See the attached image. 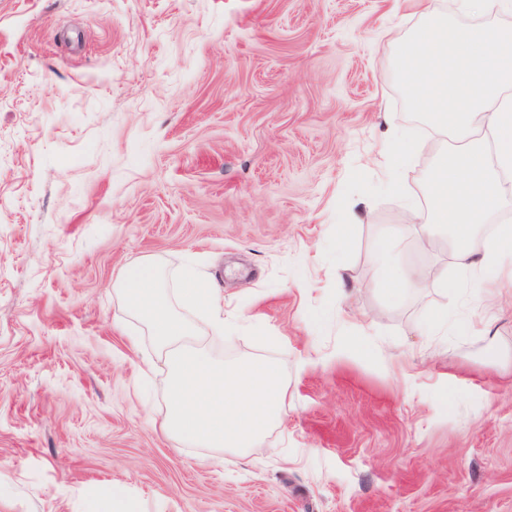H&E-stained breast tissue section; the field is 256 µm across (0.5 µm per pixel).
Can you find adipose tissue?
<instances>
[{
	"mask_svg": "<svg viewBox=\"0 0 512 512\" xmlns=\"http://www.w3.org/2000/svg\"><path fill=\"white\" fill-rule=\"evenodd\" d=\"M465 15H481L485 24L469 27L425 5L424 23L400 47L397 76L410 93L411 106L430 121L451 130L462 149L437 167L430 179L426 209L412 208L409 223L419 225L421 248H428L438 229H445L457 266L466 279L486 281L490 304L512 290V274L492 280L504 262L512 263V226H502L482 253L472 240L476 227L498 208L504 186L501 172L512 170V28L494 23V15L511 12L512 0H459ZM493 135L494 154L474 139L476 125ZM389 238L373 251L388 293L418 285L423 270H400ZM179 305L204 311L214 333L223 334L224 295L195 270H187L177 293Z\"/></svg>",
	"mask_w": 512,
	"mask_h": 512,
	"instance_id": "1",
	"label": "adipose tissue"
}]
</instances>
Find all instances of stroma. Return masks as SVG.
I'll return each instance as SVG.
<instances>
[{
	"label": "stroma",
	"instance_id": "1",
	"mask_svg": "<svg viewBox=\"0 0 512 512\" xmlns=\"http://www.w3.org/2000/svg\"><path fill=\"white\" fill-rule=\"evenodd\" d=\"M423 21L416 0H0V512H512V299L483 329L481 290L443 286L447 233L422 251L406 221L460 148L396 79ZM386 234L430 270L398 297ZM135 260L168 294L190 266L223 290L234 332L186 315L213 358L282 366L256 447L159 432L169 371L115 286ZM393 245L389 238H379L373 251L374 260L382 269L384 281L388 293L399 294L403 287L418 285L425 277L423 270L412 268L405 272L401 271L393 261Z\"/></svg>",
	"mask_w": 512,
	"mask_h": 512
}]
</instances>
